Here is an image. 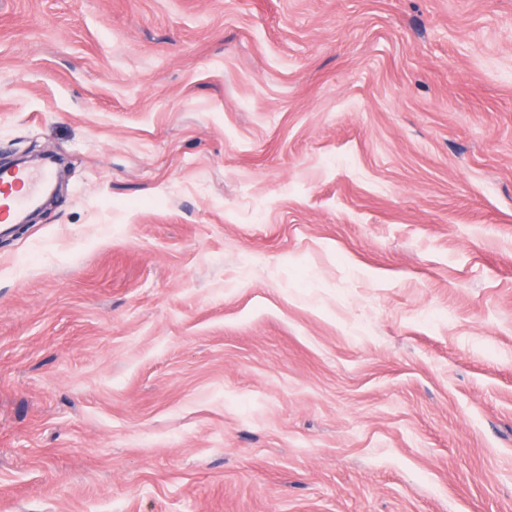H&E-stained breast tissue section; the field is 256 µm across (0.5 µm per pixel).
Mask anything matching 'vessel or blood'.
Returning a JSON list of instances; mask_svg holds the SVG:
<instances>
[{"label":"vessel or blood","instance_id":"vessel-or-blood-1","mask_svg":"<svg viewBox=\"0 0 512 512\" xmlns=\"http://www.w3.org/2000/svg\"><path fill=\"white\" fill-rule=\"evenodd\" d=\"M53 179L52 169L23 167L0 173V221L14 222L39 199Z\"/></svg>","mask_w":512,"mask_h":512}]
</instances>
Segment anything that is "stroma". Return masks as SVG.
<instances>
[{
    "mask_svg": "<svg viewBox=\"0 0 512 512\" xmlns=\"http://www.w3.org/2000/svg\"><path fill=\"white\" fill-rule=\"evenodd\" d=\"M0 512H512V0H0ZM50 168L23 167L0 173V221L13 223L40 198L52 181Z\"/></svg>",
    "mask_w": 512,
    "mask_h": 512,
    "instance_id": "1",
    "label": "stroma"
}]
</instances>
